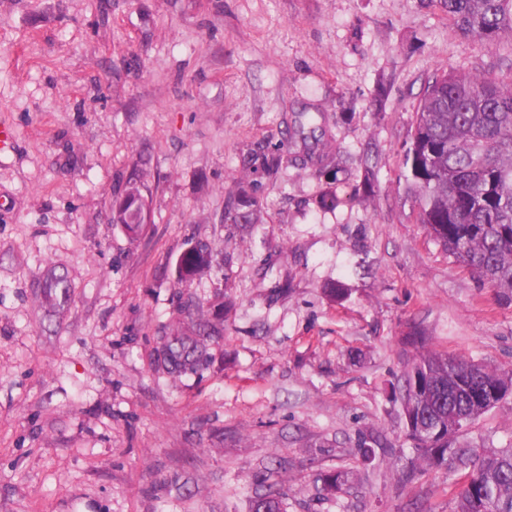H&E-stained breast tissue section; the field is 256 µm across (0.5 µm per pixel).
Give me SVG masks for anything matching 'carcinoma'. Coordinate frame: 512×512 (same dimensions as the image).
Instances as JSON below:
<instances>
[{
    "label": "carcinoma",
    "mask_w": 512,
    "mask_h": 512,
    "mask_svg": "<svg viewBox=\"0 0 512 512\" xmlns=\"http://www.w3.org/2000/svg\"><path fill=\"white\" fill-rule=\"evenodd\" d=\"M448 14L457 35L495 44L512 34V0H420ZM415 130L404 154L418 204V223L479 283L498 290L512 303V78L488 82L470 73H434L415 109ZM327 182L317 199L323 210L341 202L337 172L323 165ZM141 177L114 193L112 224L137 239L146 230L141 214L150 209ZM223 223L248 224L261 207L251 184L234 182ZM195 279L212 269V256L190 251L183 259ZM165 343L163 361L171 372L195 371L206 359L202 321L189 309ZM407 341L417 348L402 397L405 436L424 471L441 472L456 488L455 512H512V448L474 449L459 443L465 426L508 397L491 405L478 397L494 389L503 371L462 356L427 347L421 331ZM351 473L319 475L318 493L336 495ZM248 512H285L283 494L267 488L249 499Z\"/></svg>",
    "instance_id": "carcinoma-1"
}]
</instances>
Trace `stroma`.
Returning <instances> with one entry per match:
<instances>
[{"mask_svg": "<svg viewBox=\"0 0 512 512\" xmlns=\"http://www.w3.org/2000/svg\"><path fill=\"white\" fill-rule=\"evenodd\" d=\"M441 68L505 80L512 38L455 35L418 0H0V512H248L259 475L287 512H454L443 475L399 479L404 338L512 369V304L398 181ZM326 142L339 195L368 176L373 196L318 208ZM137 170L133 240L109 217ZM241 176L248 227L222 221ZM198 241L216 265L184 288ZM185 305L221 325L176 377L158 350ZM464 439L512 447V396ZM333 469L355 482L325 498Z\"/></svg>", "mask_w": 512, "mask_h": 512, "instance_id": "1", "label": "stroma"}]
</instances>
